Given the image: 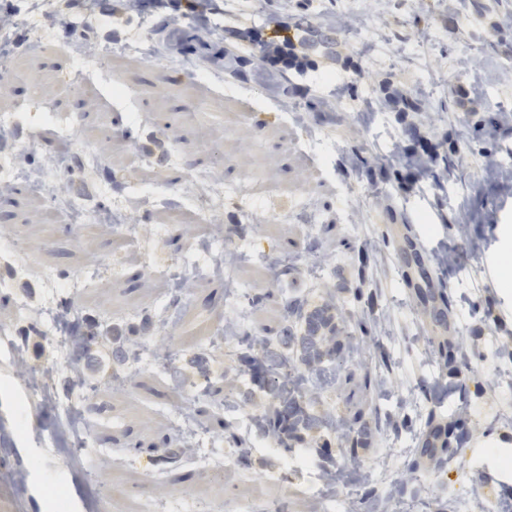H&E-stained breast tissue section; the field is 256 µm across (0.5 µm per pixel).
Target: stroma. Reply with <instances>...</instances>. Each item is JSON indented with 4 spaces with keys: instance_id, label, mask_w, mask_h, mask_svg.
I'll return each mask as SVG.
<instances>
[{
    "instance_id": "obj_1",
    "label": "stroma",
    "mask_w": 512,
    "mask_h": 512,
    "mask_svg": "<svg viewBox=\"0 0 512 512\" xmlns=\"http://www.w3.org/2000/svg\"><path fill=\"white\" fill-rule=\"evenodd\" d=\"M481 2L452 12L448 0H207L173 30L177 0H146V23L123 0H0L15 19L0 66V183L57 155L49 178L71 207L119 216L133 206L139 218L117 264L110 237L68 210L41 224L31 191L0 198V294L18 302L0 309L14 324L0 338V512H56L54 494L19 479L34 462L61 474L66 499L87 512H324L329 501L334 512H502L512 502V280L499 276L512 256V191L485 171L493 160L512 174V28L502 25L512 0ZM31 16L47 24L42 39ZM277 17L313 62L289 71L286 96L251 63L228 77L220 56H249V35L271 37ZM203 23L223 29V43L184 49ZM312 29L329 47H309ZM396 90L419 111L384 106ZM44 94L76 121L67 150L40 116ZM422 148L449 162L407 180L399 156ZM209 225L237 258L175 296L171 280ZM409 246L454 259L431 279L448 294L447 329L433 328L396 263ZM296 297L334 306V381L311 392L322 425L265 452L255 417L271 392L241 357L276 336ZM64 299L99 333L79 353L52 342ZM133 326L138 344L117 360ZM442 342L459 348L454 363L440 359ZM21 349L30 372L59 366L46 392L16 383ZM66 406L82 416L79 433L64 426ZM432 416L461 438L441 466L417 453ZM288 457L297 465L283 478Z\"/></svg>"
}]
</instances>
